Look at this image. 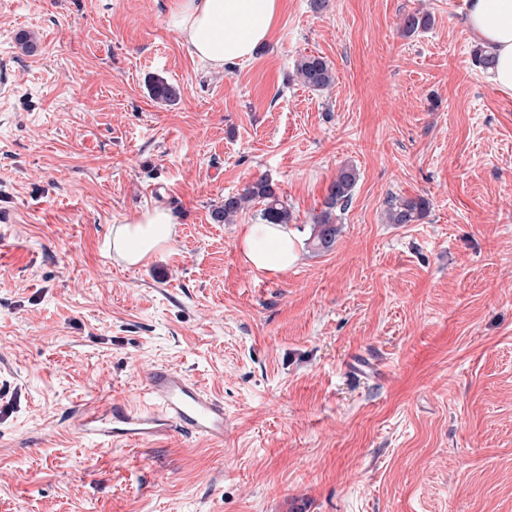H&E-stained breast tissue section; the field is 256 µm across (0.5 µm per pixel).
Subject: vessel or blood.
<instances>
[{
    "label": "vessel or blood",
    "instance_id": "obj_1",
    "mask_svg": "<svg viewBox=\"0 0 512 512\" xmlns=\"http://www.w3.org/2000/svg\"><path fill=\"white\" fill-rule=\"evenodd\" d=\"M224 403L178 371L155 369L146 387V401L119 397L81 405L75 417L80 436L96 449L139 441L176 430L211 441L224 438Z\"/></svg>",
    "mask_w": 512,
    "mask_h": 512
}]
</instances>
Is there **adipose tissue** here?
Segmentation results:
<instances>
[{
    "instance_id": "1",
    "label": "adipose tissue",
    "mask_w": 512,
    "mask_h": 512,
    "mask_svg": "<svg viewBox=\"0 0 512 512\" xmlns=\"http://www.w3.org/2000/svg\"><path fill=\"white\" fill-rule=\"evenodd\" d=\"M279 0H179L168 25L201 66L221 69L250 61L272 32ZM464 24L484 53L495 59L486 81L512 95V0H466ZM176 217L161 208L143 209L112 227V256L126 266L143 265L176 233ZM242 252L255 269L280 273L295 265L302 243L286 224L247 225Z\"/></svg>"
}]
</instances>
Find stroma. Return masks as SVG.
I'll use <instances>...</instances> for the list:
<instances>
[{
  "label": "stroma",
  "instance_id": "35a3bbf8",
  "mask_svg": "<svg viewBox=\"0 0 512 512\" xmlns=\"http://www.w3.org/2000/svg\"><path fill=\"white\" fill-rule=\"evenodd\" d=\"M176 4L0 0V512H512V96L465 0H282L223 70ZM417 11L432 26L404 34ZM306 55L331 87L292 80ZM264 175L305 242L283 273L239 247L260 204L212 219ZM418 196L423 219L387 222ZM155 207L166 249L109 261L113 225ZM158 367L223 400V441L79 436L76 405L138 399ZM357 173L353 167L342 166L331 181L324 202V209L315 216L309 241L314 249L329 251L340 233L337 211H344L356 185ZM387 220L391 224H413L424 218L430 202L423 196L388 200Z\"/></svg>",
  "mask_w": 512,
  "mask_h": 512
}]
</instances>
